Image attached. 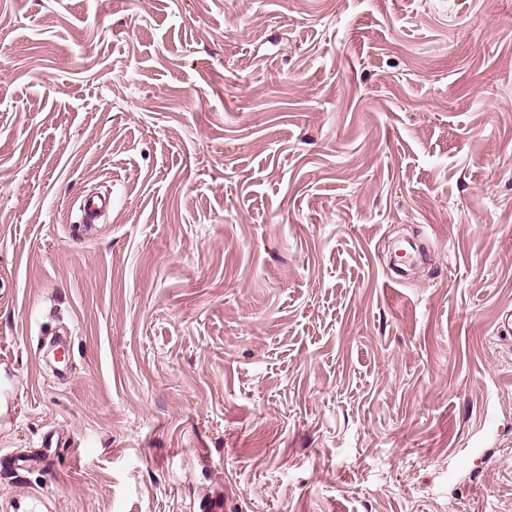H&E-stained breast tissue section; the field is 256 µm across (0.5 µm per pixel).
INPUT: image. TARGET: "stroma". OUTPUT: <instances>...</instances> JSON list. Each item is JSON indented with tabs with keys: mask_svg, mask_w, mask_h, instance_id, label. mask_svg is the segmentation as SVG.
<instances>
[{
	"mask_svg": "<svg viewBox=\"0 0 512 512\" xmlns=\"http://www.w3.org/2000/svg\"><path fill=\"white\" fill-rule=\"evenodd\" d=\"M510 312L512 0H0V512H512ZM111 203L110 196H85L81 205V224H96Z\"/></svg>",
	"mask_w": 512,
	"mask_h": 512,
	"instance_id": "stroma-1",
	"label": "stroma"
}]
</instances>
